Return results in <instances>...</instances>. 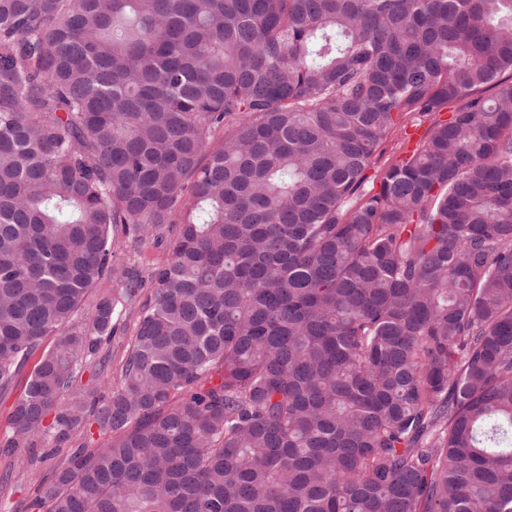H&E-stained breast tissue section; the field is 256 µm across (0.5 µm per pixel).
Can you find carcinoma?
<instances>
[{
    "label": "carcinoma",
    "mask_w": 512,
    "mask_h": 512,
    "mask_svg": "<svg viewBox=\"0 0 512 512\" xmlns=\"http://www.w3.org/2000/svg\"><path fill=\"white\" fill-rule=\"evenodd\" d=\"M506 69L512 0H0V394L55 337L7 447L111 434L27 512H512ZM163 224L121 381L75 388L112 228ZM453 109L449 105L443 112L424 117L413 113L402 114L397 128L380 144L373 162L364 172V191H378L382 173L412 153L428 128L438 120L448 119Z\"/></svg>",
    "instance_id": "cac0c4a2"
}]
</instances>
